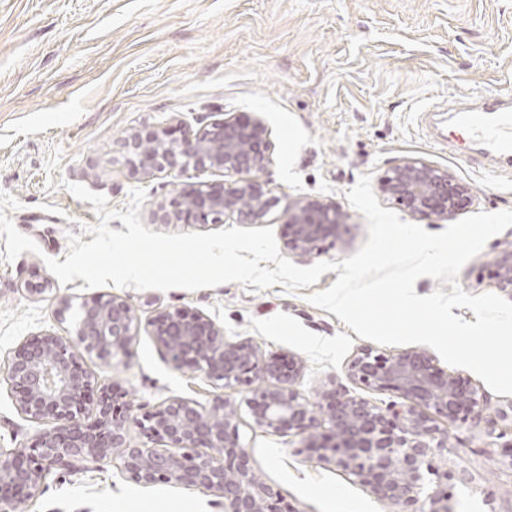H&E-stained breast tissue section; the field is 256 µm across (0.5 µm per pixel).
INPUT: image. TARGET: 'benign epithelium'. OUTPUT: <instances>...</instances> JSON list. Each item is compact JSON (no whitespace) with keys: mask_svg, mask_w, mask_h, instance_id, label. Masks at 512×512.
Instances as JSON below:
<instances>
[{"mask_svg":"<svg viewBox=\"0 0 512 512\" xmlns=\"http://www.w3.org/2000/svg\"><path fill=\"white\" fill-rule=\"evenodd\" d=\"M270 131L258 117H228L196 134L167 130L130 133L124 141L129 172L217 169L234 180L221 188L178 192L152 214L155 224L220 223L237 215L259 224L272 205L260 175L271 164ZM379 192L413 216L448 221L473 203L469 186L450 171L420 158L389 166ZM347 214L330 200L298 198L288 205L286 250L297 257L322 251ZM493 278L512 294V249L493 262ZM73 327L29 336L9 354L7 378L17 411L42 430L33 452L0 448V512L42 492L47 474L75 471L107 459L144 486L159 483L203 489L224 499V512H289L279 489L262 480L240 443L238 409L219 394L205 404L174 397L138 421L121 393L100 385L80 363L105 362L128 354L141 321L119 294H94L73 305L58 299L57 316ZM164 344L174 368L191 369L216 387H264L248 400L253 425L300 437L312 457L333 461L378 499L399 507L418 502L420 512H455L448 480L469 482L461 471L440 470L436 458L448 449V426L482 418L487 398L460 374L441 369L428 353L410 349L386 354L359 349L346 367L360 389L391 391L398 400L382 407L336 381L315 400L298 389L304 363L294 354L265 355L249 340H232L210 317L179 307L147 321ZM146 441L132 443L131 425Z\"/></svg>","mask_w":512,"mask_h":512,"instance_id":"1","label":"benign epithelium"}]
</instances>
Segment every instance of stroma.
<instances>
[{
  "label": "stroma",
  "instance_id": "1",
  "mask_svg": "<svg viewBox=\"0 0 512 512\" xmlns=\"http://www.w3.org/2000/svg\"><path fill=\"white\" fill-rule=\"evenodd\" d=\"M512 93V0H0V191L19 208L14 227L38 252L2 261L0 235V446L30 449L42 426L18 414L6 380V358L24 339L62 331L56 297L80 303L83 279L55 285L54 298L23 286L49 276L47 259L65 261L69 234L91 242L99 219L69 184L104 195L126 210L132 189L146 198L140 218L175 191L222 185L218 170L131 176L122 144L131 132L166 127L194 133L230 115L257 116L271 131L272 162L262 176L273 206L264 219L283 240L288 204L300 196L335 201L348 215L315 260L341 261L368 239L364 215L346 193L361 175L379 180L393 161L421 158L448 169L474 195L468 214L512 210V166L485 173L431 136V112L448 95ZM60 150L61 163L46 160ZM55 188H48V181ZM512 244V227L493 236L457 276L477 295L496 292L492 261ZM337 272L290 292L276 285L225 283L188 291L125 289L141 321L163 308L200 311L226 336L248 339L265 353H293L305 370L307 398L329 380L346 383V365L366 346L333 313L308 300L328 289ZM453 285V286H456ZM429 277L415 292L451 293ZM88 369L117 386L132 417L173 397L208 402L216 386L175 369L163 346L140 331L121 361L90 357ZM239 409L240 442L262 478L278 488L293 512H394L356 477L308 457L296 436L255 428L250 390L228 389ZM480 422L448 428L441 468L466 471L468 484L449 481L456 512H512V462L486 434L512 397L487 391ZM17 512H224L218 497L167 484L144 487L111 461L77 473L47 475L43 491Z\"/></svg>",
  "mask_w": 512,
  "mask_h": 512
}]
</instances>
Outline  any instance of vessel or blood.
Returning a JSON list of instances; mask_svg holds the SVG:
<instances>
[{
	"label": "vessel or blood",
	"instance_id": "b4317fda",
	"mask_svg": "<svg viewBox=\"0 0 512 512\" xmlns=\"http://www.w3.org/2000/svg\"><path fill=\"white\" fill-rule=\"evenodd\" d=\"M457 123L470 145L473 163L487 171L512 162V104L475 98L458 109Z\"/></svg>",
	"mask_w": 512,
	"mask_h": 512
}]
</instances>
